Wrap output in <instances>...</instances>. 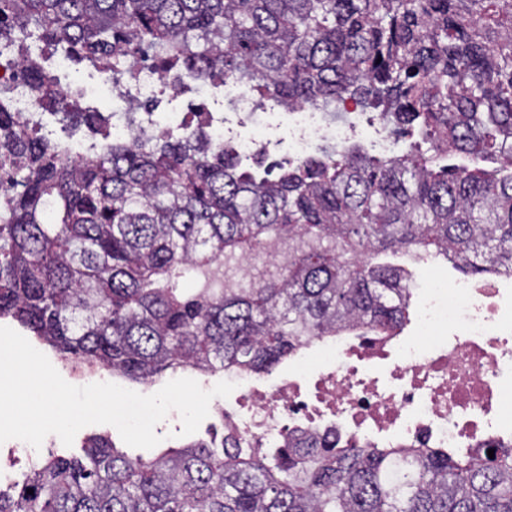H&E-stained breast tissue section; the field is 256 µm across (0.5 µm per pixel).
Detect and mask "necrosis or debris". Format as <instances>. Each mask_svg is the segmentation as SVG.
Returning a JSON list of instances; mask_svg holds the SVG:
<instances>
[{
  "mask_svg": "<svg viewBox=\"0 0 512 512\" xmlns=\"http://www.w3.org/2000/svg\"><path fill=\"white\" fill-rule=\"evenodd\" d=\"M26 65L50 66L64 106L107 98L106 140L115 142L152 137L158 111L172 106L184 85L181 72L147 63L119 85L111 72L99 70L91 84L74 87L67 56L37 47L0 49V82L14 83L11 110L24 122L44 120L21 76ZM193 92L192 120L207 125L214 140L234 143L245 158L275 151L287 140L297 161L308 156L314 140L343 145L358 133L356 123H327L320 106L304 105L293 112L287 137L258 139L253 129L269 126L273 112L257 104L242 80L228 78L217 92L201 79ZM224 97L231 111L219 110ZM410 294L415 313L408 330L315 340L272 384L244 370L225 372V381L235 385L222 409L225 433L257 452L282 447L291 435L329 431L377 448L512 449V276L453 287L433 278L411 285Z\"/></svg>",
  "mask_w": 512,
  "mask_h": 512,
  "instance_id": "necrosis-or-debris-1",
  "label": "necrosis or debris"
}]
</instances>
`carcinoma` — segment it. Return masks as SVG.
Wrapping results in <instances>:
<instances>
[{"mask_svg":"<svg viewBox=\"0 0 512 512\" xmlns=\"http://www.w3.org/2000/svg\"><path fill=\"white\" fill-rule=\"evenodd\" d=\"M31 40L117 78L147 47L165 70L421 136L403 155L328 146L275 178L200 126L71 160L1 82L0 318L64 360L140 383L270 374L311 338L404 325L410 276L374 256L512 276V0H0V42ZM23 79L57 103L49 72ZM255 253L274 270L247 287ZM0 512H512V455L312 433L257 455L213 434L145 460L94 435L0 487Z\"/></svg>","mask_w":512,"mask_h":512,"instance_id":"obj_1","label":"carcinoma"}]
</instances>
